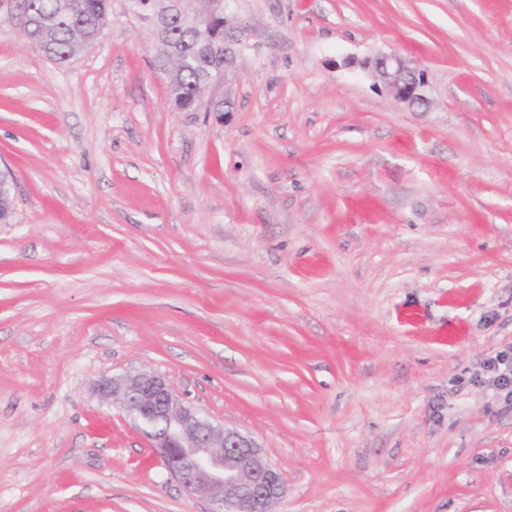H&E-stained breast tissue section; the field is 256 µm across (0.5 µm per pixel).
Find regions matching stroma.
<instances>
[{
  "instance_id": "35a3bbf8",
  "label": "stroma",
  "mask_w": 512,
  "mask_h": 512,
  "mask_svg": "<svg viewBox=\"0 0 512 512\" xmlns=\"http://www.w3.org/2000/svg\"><path fill=\"white\" fill-rule=\"evenodd\" d=\"M227 10L193 111L124 0L65 65L0 17V512H212L94 396L137 370L262 446L274 512H512V0ZM376 79L399 103L408 106L425 105L427 81L422 69L412 67L403 57L392 53L379 55L369 62ZM488 382L496 389L505 410H512V346L488 358L483 365Z\"/></svg>"
}]
</instances>
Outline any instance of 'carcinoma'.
<instances>
[{
  "instance_id": "1",
  "label": "carcinoma",
  "mask_w": 512,
  "mask_h": 512,
  "mask_svg": "<svg viewBox=\"0 0 512 512\" xmlns=\"http://www.w3.org/2000/svg\"><path fill=\"white\" fill-rule=\"evenodd\" d=\"M12 20L28 31L45 56L67 63L98 41L109 25L112 0H17ZM195 23L170 21L153 29L159 45V68L167 75V89L175 105L188 110L202 89L224 73V3L196 0Z\"/></svg>"
}]
</instances>
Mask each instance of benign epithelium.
I'll return each mask as SVG.
<instances>
[{"mask_svg":"<svg viewBox=\"0 0 512 512\" xmlns=\"http://www.w3.org/2000/svg\"><path fill=\"white\" fill-rule=\"evenodd\" d=\"M243 34L224 19V64L236 56ZM369 67L397 102H428L424 71L400 55H379ZM97 395L117 403L166 470L190 496L209 501L212 512H271L272 504L283 497L282 474L256 441L185 403L161 375L138 371L106 378L98 384Z\"/></svg>","mask_w":512,"mask_h":512,"instance_id":"benign-epithelium-1","label":"benign epithelium"}]
</instances>
